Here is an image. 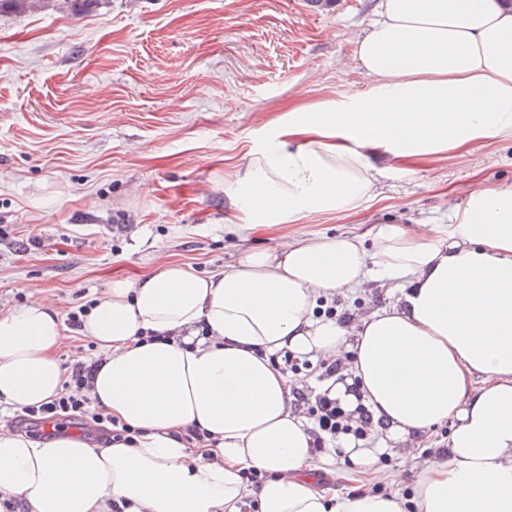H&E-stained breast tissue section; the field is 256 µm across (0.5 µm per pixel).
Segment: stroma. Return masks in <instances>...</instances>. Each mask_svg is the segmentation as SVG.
<instances>
[{"mask_svg": "<svg viewBox=\"0 0 512 512\" xmlns=\"http://www.w3.org/2000/svg\"><path fill=\"white\" fill-rule=\"evenodd\" d=\"M377 2L100 0L78 16L0 15V311L45 297L63 314L170 262L211 272L248 248L444 224L472 189L511 183L512 141L483 140L392 171L343 219L225 225V172L288 107L365 90L352 42ZM452 429L396 443L393 470L413 480L410 457Z\"/></svg>", "mask_w": 512, "mask_h": 512, "instance_id": "stroma-1", "label": "stroma"}]
</instances>
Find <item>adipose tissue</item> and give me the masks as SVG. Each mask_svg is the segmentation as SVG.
<instances>
[{
    "mask_svg": "<svg viewBox=\"0 0 512 512\" xmlns=\"http://www.w3.org/2000/svg\"><path fill=\"white\" fill-rule=\"evenodd\" d=\"M365 91L289 110L271 141L224 178L231 218L280 224L354 213L384 169L434 165L479 140L512 141V8L501 0H379L353 44ZM253 250L200 275L170 263L95 295L94 404L132 442L0 427V506L16 512H512V183L472 190L444 224ZM373 282L387 309L349 328L320 297ZM208 335H201V328ZM154 332L155 341L143 340ZM64 324L34 300L0 313V406L55 398ZM348 353L334 391L363 402L388 440L446 421L447 451L408 497L341 494L315 455L272 355ZM209 433L189 442V430ZM263 473L248 485L249 472Z\"/></svg>",
    "mask_w": 512,
    "mask_h": 512,
    "instance_id": "obj_1",
    "label": "adipose tissue"
}]
</instances>
